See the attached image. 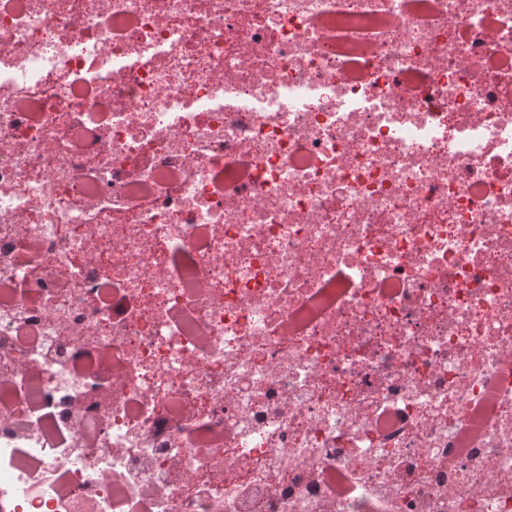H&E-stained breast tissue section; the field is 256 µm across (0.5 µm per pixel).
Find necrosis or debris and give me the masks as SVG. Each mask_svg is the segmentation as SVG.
Wrapping results in <instances>:
<instances>
[{
	"label": "necrosis or debris",
	"mask_w": 512,
	"mask_h": 512,
	"mask_svg": "<svg viewBox=\"0 0 512 512\" xmlns=\"http://www.w3.org/2000/svg\"><path fill=\"white\" fill-rule=\"evenodd\" d=\"M0 512H512V0H0Z\"/></svg>",
	"instance_id": "necrosis-or-debris-1"
}]
</instances>
